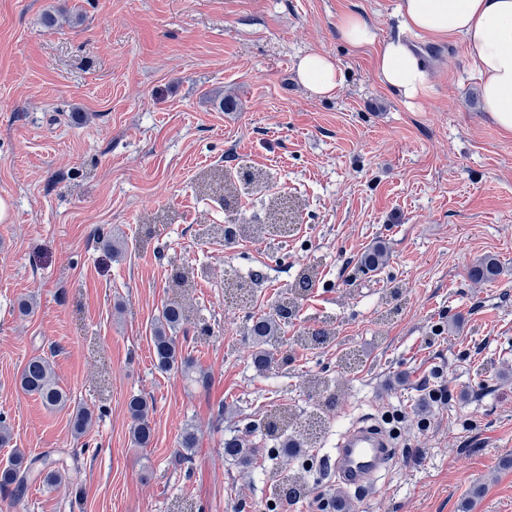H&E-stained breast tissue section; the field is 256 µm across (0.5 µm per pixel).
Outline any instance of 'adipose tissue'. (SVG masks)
Masks as SVG:
<instances>
[{
	"label": "adipose tissue",
	"mask_w": 512,
	"mask_h": 512,
	"mask_svg": "<svg viewBox=\"0 0 512 512\" xmlns=\"http://www.w3.org/2000/svg\"><path fill=\"white\" fill-rule=\"evenodd\" d=\"M404 27L438 42L462 37L481 77L485 112L507 134H512V0H401ZM343 40L354 46L376 44L374 69L383 84L417 100L433 91L424 59L400 40H378L374 26L363 15L350 13L338 25ZM302 84L314 95L330 96L340 87L338 61L312 53L298 62Z\"/></svg>",
	"instance_id": "obj_1"
}]
</instances>
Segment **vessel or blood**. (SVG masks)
Returning <instances> with one entry per match:
<instances>
[{"label": "vessel or blood", "mask_w": 512, "mask_h": 512, "mask_svg": "<svg viewBox=\"0 0 512 512\" xmlns=\"http://www.w3.org/2000/svg\"><path fill=\"white\" fill-rule=\"evenodd\" d=\"M390 456L387 439L369 426L346 432L337 444L333 469L342 490L371 483Z\"/></svg>", "instance_id": "vessel-or-blood-1"}]
</instances>
